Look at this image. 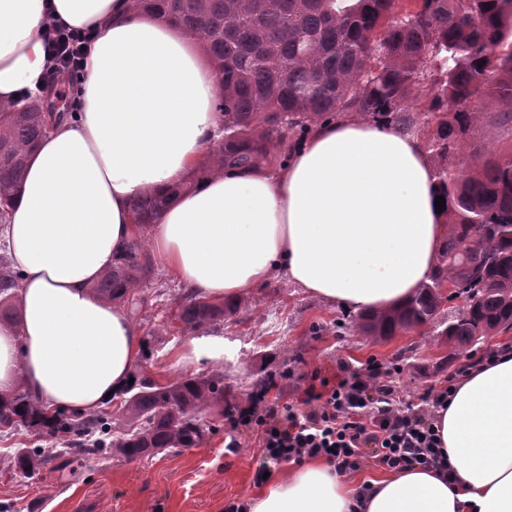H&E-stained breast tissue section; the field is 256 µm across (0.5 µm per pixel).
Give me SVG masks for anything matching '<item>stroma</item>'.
<instances>
[{
    "instance_id": "stroma-1",
    "label": "stroma",
    "mask_w": 512,
    "mask_h": 512,
    "mask_svg": "<svg viewBox=\"0 0 512 512\" xmlns=\"http://www.w3.org/2000/svg\"><path fill=\"white\" fill-rule=\"evenodd\" d=\"M500 108L485 99L468 132L470 144L499 151L512 145V127L499 123ZM181 286L163 269L140 291L145 351L133 370L134 380L148 377L167 383L185 376H224V403L245 404L258 379H288V400H298L312 373L333 377L343 368L361 369L376 362L395 370L401 398L417 402L430 384L440 382L466 360L444 337L402 332L377 343L340 334L338 323L350 314L295 288L283 276L272 277L240 300L242 316L207 329L206 337L222 341L220 360L180 359L188 340L175 318L173 295ZM319 324V335L309 328ZM204 440L192 448L133 460L96 449L57 454L19 480L0 469V504L7 512H224L233 499L250 500L262 450L256 437L236 452L224 447V418L213 415Z\"/></svg>"
}]
</instances>
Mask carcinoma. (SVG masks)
<instances>
[{
	"instance_id": "obj_1",
	"label": "carcinoma",
	"mask_w": 512,
	"mask_h": 512,
	"mask_svg": "<svg viewBox=\"0 0 512 512\" xmlns=\"http://www.w3.org/2000/svg\"><path fill=\"white\" fill-rule=\"evenodd\" d=\"M132 7L172 20L198 40L212 62L224 117L222 146L205 152L195 179L217 173L275 172L312 129L343 113L414 132L424 139L445 198L447 232L430 280L404 303L365 312L346 329L370 340L430 328L458 350L512 329V150L485 155L466 137L475 100L495 97L512 124V0H133ZM41 96L0 105V224L22 186L30 155L45 128ZM477 162L455 168L460 154ZM143 193L128 207L138 227L155 224L172 198ZM476 238L473 249L466 248ZM154 275L140 240L119 253L96 284L103 300L142 320L141 285ZM20 274L0 254V324L17 325ZM180 330L194 334L234 316L238 303L175 295ZM126 429L106 442V411L48 413L18 385L0 401V431L18 428L56 445L113 448L127 460L191 448L204 438V412L224 405V376L143 379L126 391ZM100 438H94V435ZM46 448L0 458L15 475L35 471Z\"/></svg>"
}]
</instances>
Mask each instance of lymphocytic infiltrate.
<instances>
[{"mask_svg": "<svg viewBox=\"0 0 512 512\" xmlns=\"http://www.w3.org/2000/svg\"><path fill=\"white\" fill-rule=\"evenodd\" d=\"M45 37L50 52L46 85L78 80L89 45L85 33L51 23ZM456 381L452 375L430 385L414 408L398 404L393 380L374 362L337 379L312 376L296 404L285 401L284 389L272 378L226 416V448H238L241 437H258L263 453L253 477L258 485L272 465L316 457L326 458L340 475L359 470L369 459L393 472L416 465L446 472L450 466L435 412L451 397Z\"/></svg>", "mask_w": 512, "mask_h": 512, "instance_id": "f902f5d3", "label": "lymphocytic infiltrate"}]
</instances>
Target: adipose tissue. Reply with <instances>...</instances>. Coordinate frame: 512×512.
I'll return each instance as SVG.
<instances>
[{
  "label": "adipose tissue",
  "mask_w": 512,
  "mask_h": 512,
  "mask_svg": "<svg viewBox=\"0 0 512 512\" xmlns=\"http://www.w3.org/2000/svg\"><path fill=\"white\" fill-rule=\"evenodd\" d=\"M91 32L76 120L47 119L5 226L23 272L19 328L0 326V395L49 410L121 394L144 351L123 306L93 285L135 233L129 199L179 182L221 139L199 43L130 0H0V104L39 95L47 22ZM423 140L342 117L274 175H214L150 225L156 261L196 294L239 300L276 274L347 311L387 310L435 271L446 226ZM450 476L415 466L344 482L324 459L289 465L250 512H512V350L470 370L437 417Z\"/></svg>",
  "instance_id": "1"
}]
</instances>
